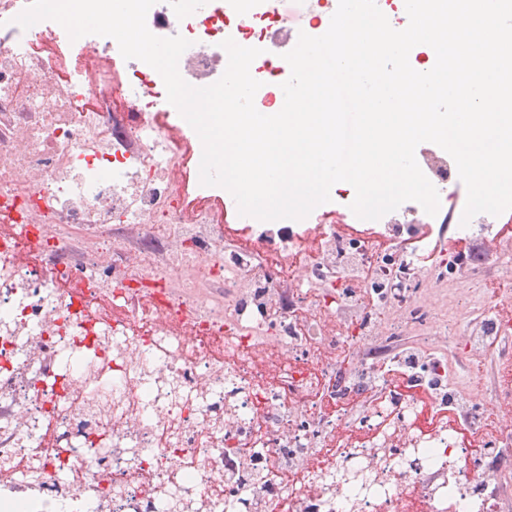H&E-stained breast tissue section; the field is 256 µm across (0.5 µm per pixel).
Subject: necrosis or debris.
<instances>
[{
    "label": "necrosis or debris",
    "mask_w": 512,
    "mask_h": 512,
    "mask_svg": "<svg viewBox=\"0 0 512 512\" xmlns=\"http://www.w3.org/2000/svg\"><path fill=\"white\" fill-rule=\"evenodd\" d=\"M28 3L0 0V512L21 498L31 512H158L186 473L189 512H493L501 487L454 426L423 429L403 397L365 407L360 440L335 452L360 468L365 449L390 448L394 475L371 491L314 482L315 464L302 473L313 491L274 479L335 435L325 404L378 373L340 382L320 362L369 339L377 312L342 336L314 314L353 303L371 241L393 225L347 237L247 224L251 252L271 261L226 260L206 246L224 232L221 195L175 179L196 139L170 123L159 73L124 60L110 37L73 41L51 20L22 29ZM281 18L157 0L147 26L189 40L179 72L209 85L225 33L261 42ZM321 235L331 248L303 267L312 281L338 272L337 289L285 296L295 248ZM173 237L190 250L165 254ZM81 240L95 256L74 259ZM122 244L136 270L103 263ZM464 359L452 339L447 358L427 363L436 406L460 404L451 368Z\"/></svg>",
    "instance_id": "4bbe7bcc"
}]
</instances>
